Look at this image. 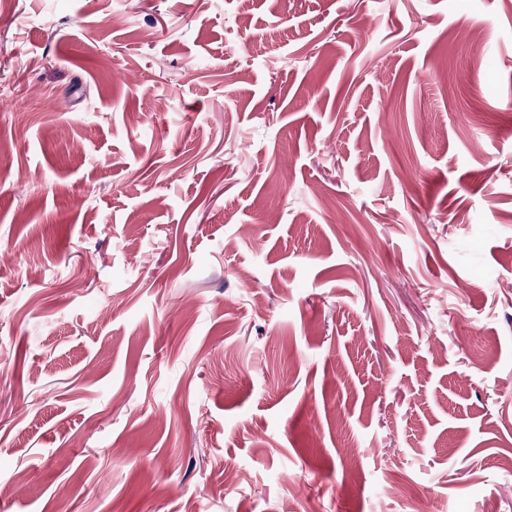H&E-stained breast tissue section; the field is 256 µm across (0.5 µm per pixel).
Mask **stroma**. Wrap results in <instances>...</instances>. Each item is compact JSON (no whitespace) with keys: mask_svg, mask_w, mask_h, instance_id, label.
Returning <instances> with one entry per match:
<instances>
[{"mask_svg":"<svg viewBox=\"0 0 512 512\" xmlns=\"http://www.w3.org/2000/svg\"><path fill=\"white\" fill-rule=\"evenodd\" d=\"M11 2L0 512H512V0Z\"/></svg>","mask_w":512,"mask_h":512,"instance_id":"1","label":"stroma"}]
</instances>
